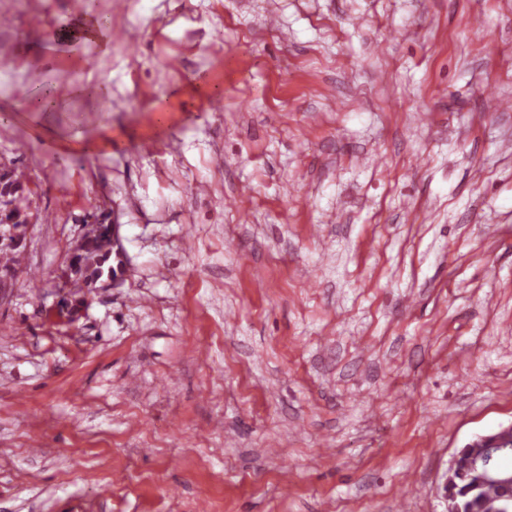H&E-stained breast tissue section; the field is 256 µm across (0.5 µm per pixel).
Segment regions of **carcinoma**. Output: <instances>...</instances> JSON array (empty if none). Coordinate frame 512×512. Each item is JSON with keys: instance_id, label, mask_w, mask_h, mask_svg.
Masks as SVG:
<instances>
[{"instance_id": "cac0c4a2", "label": "carcinoma", "mask_w": 512, "mask_h": 512, "mask_svg": "<svg viewBox=\"0 0 512 512\" xmlns=\"http://www.w3.org/2000/svg\"><path fill=\"white\" fill-rule=\"evenodd\" d=\"M0 236L8 234L0 242V285L2 277L21 268L26 232L33 219L25 195L24 182L17 168H0ZM70 267L74 280L84 288H95L97 284L115 278L123 272L120 251L112 243L110 225L100 223L95 234L79 244L71 258ZM461 465L453 482L448 485V494L455 497L462 512H491L498 503L499 491L491 486L477 487L476 476L467 466L468 455H485L491 466L512 468V447L505 449L463 448Z\"/></svg>"}]
</instances>
